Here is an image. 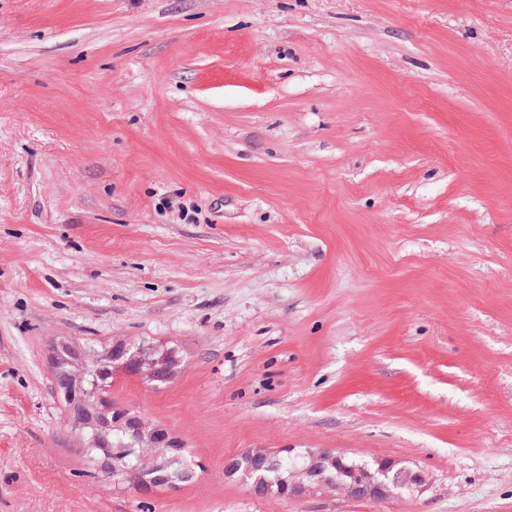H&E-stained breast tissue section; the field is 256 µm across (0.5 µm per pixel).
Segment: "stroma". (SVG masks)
<instances>
[{"instance_id": "obj_1", "label": "stroma", "mask_w": 512, "mask_h": 512, "mask_svg": "<svg viewBox=\"0 0 512 512\" xmlns=\"http://www.w3.org/2000/svg\"><path fill=\"white\" fill-rule=\"evenodd\" d=\"M192 480L114 489L59 347ZM249 448L426 472L253 494ZM0 512H512V0H0ZM154 349L151 345L141 344L134 353L131 354L129 362L134 368V374L147 375L155 372L156 360L154 358ZM373 465L375 466L374 468H363L356 476L357 484L361 490L358 485L352 484L348 476L349 469H346L340 475V479L348 484L351 495L357 499H362V491L365 498L381 500L389 498L394 493L399 494L400 491H398L399 486L396 479L391 476L396 466L395 462L389 459H378Z\"/></svg>"}]
</instances>
